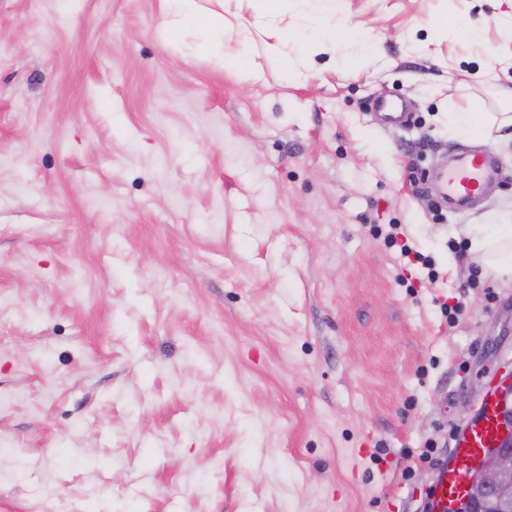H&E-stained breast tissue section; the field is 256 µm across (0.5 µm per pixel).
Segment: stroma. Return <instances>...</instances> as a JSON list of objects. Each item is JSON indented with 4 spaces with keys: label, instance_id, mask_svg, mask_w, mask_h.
<instances>
[{
    "label": "stroma",
    "instance_id": "35a3bbf8",
    "mask_svg": "<svg viewBox=\"0 0 512 512\" xmlns=\"http://www.w3.org/2000/svg\"><path fill=\"white\" fill-rule=\"evenodd\" d=\"M260 11L224 0L217 68L159 0H0V512H428L512 361L469 242L512 144L448 129L512 113V0H281L283 56ZM483 145L497 181L441 210L434 161Z\"/></svg>",
    "mask_w": 512,
    "mask_h": 512
}]
</instances>
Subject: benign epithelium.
<instances>
[{
	"label": "benign epithelium",
	"instance_id": "1",
	"mask_svg": "<svg viewBox=\"0 0 512 512\" xmlns=\"http://www.w3.org/2000/svg\"><path fill=\"white\" fill-rule=\"evenodd\" d=\"M448 512H512V444L483 451L463 493L448 500Z\"/></svg>",
	"mask_w": 512,
	"mask_h": 512
}]
</instances>
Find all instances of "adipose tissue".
I'll use <instances>...</instances> for the list:
<instances>
[{"label":"adipose tissue","mask_w":512,"mask_h":512,"mask_svg":"<svg viewBox=\"0 0 512 512\" xmlns=\"http://www.w3.org/2000/svg\"><path fill=\"white\" fill-rule=\"evenodd\" d=\"M160 4L165 32L180 36L190 32L201 34L197 52L225 63L223 13L206 8L202 0H160ZM448 127L496 143L512 142L511 115L497 117L460 109L449 113ZM470 249L479 254L489 274L512 282V213L503 216L492 231L472 234Z\"/></svg>","instance_id":"obj_1"}]
</instances>
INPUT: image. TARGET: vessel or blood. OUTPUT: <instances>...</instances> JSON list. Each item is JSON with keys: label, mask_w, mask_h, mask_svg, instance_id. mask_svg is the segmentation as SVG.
Wrapping results in <instances>:
<instances>
[{"label": "vessel or blood", "mask_w": 512, "mask_h": 512, "mask_svg": "<svg viewBox=\"0 0 512 512\" xmlns=\"http://www.w3.org/2000/svg\"><path fill=\"white\" fill-rule=\"evenodd\" d=\"M496 175L489 151L455 154L440 170L436 201L448 213L469 212ZM501 402L498 389H489L484 395L475 418L455 439L453 459L439 476L434 501H447L449 496L462 491L464 474L477 461L481 449L502 447L499 430Z\"/></svg>", "instance_id": "vessel-or-blood-1"}]
</instances>
